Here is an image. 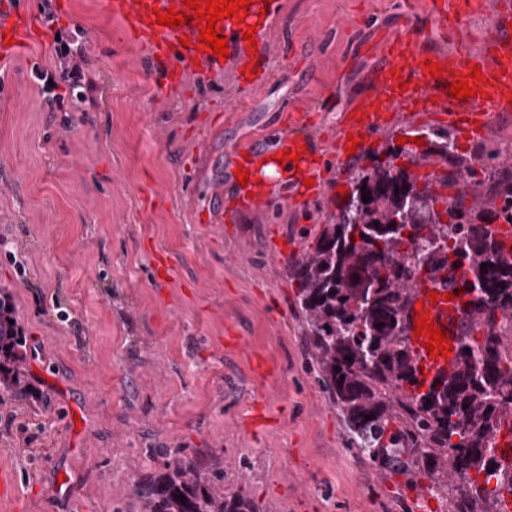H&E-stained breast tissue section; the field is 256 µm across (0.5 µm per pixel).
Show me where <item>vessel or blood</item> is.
Listing matches in <instances>:
<instances>
[{"mask_svg": "<svg viewBox=\"0 0 512 512\" xmlns=\"http://www.w3.org/2000/svg\"><path fill=\"white\" fill-rule=\"evenodd\" d=\"M107 12L124 22L135 42L145 48L151 58L165 67L164 89L176 87L196 65L214 71L231 67L237 82H249L250 86L264 85L270 72L266 67L269 37L278 23L283 0H254L244 20L223 19L218 26L220 37L228 41L227 58L204 51L198 36L200 28L195 21L171 28L158 24L160 11L184 10L183 0H104ZM489 15L491 33L479 48L459 44L450 50L430 48L422 34L406 29L383 32L376 40L366 44L365 50L382 58L380 66L372 71L363 92L344 108L336 129L332 149L337 159H345L351 144L349 135L360 138L357 153H365L371 146L374 130L386 122H393L415 112H442L448 125L469 135H477L487 129L495 114L512 113V0H444L434 6L432 17L440 28L449 33L460 30L471 15ZM35 25L28 12L9 9L0 19V57L19 54L30 43V33ZM255 26V45H248L243 36L248 26ZM444 66L442 79H435L425 68V60ZM479 67L486 85L484 95L464 100L451 97L449 88L454 75L468 74L471 67ZM254 70V77H246V70ZM401 74V81H394V74ZM288 148L298 153L299 171L292 174L290 182L296 195L311 199L318 195L319 186H308V179L319 176L318 164L313 152L303 151L308 138L301 132L289 134ZM438 282L421 279L411 291L412 300L418 306L408 309V319L427 314L436 328L442 329L450 339H457L461 325L469 319L468 298L456 295L445 301L431 300L430 294L438 290ZM413 354L422 371L421 378L430 380L450 368L453 358L429 356L419 337H410Z\"/></svg>", "mask_w": 512, "mask_h": 512, "instance_id": "obj_1", "label": "vessel or blood"}]
</instances>
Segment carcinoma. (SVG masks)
<instances>
[{
	"label": "carcinoma",
	"instance_id": "cac0c4a2",
	"mask_svg": "<svg viewBox=\"0 0 512 512\" xmlns=\"http://www.w3.org/2000/svg\"><path fill=\"white\" fill-rule=\"evenodd\" d=\"M423 138L422 150L392 147L356 168L346 203L315 236L305 233L312 241L288 268L320 381L358 449L381 467L407 458L414 474L448 492L452 512H477L512 494V461L495 446L500 433H512V261L492 229L499 219L512 224V182H497L495 196L473 202L466 186L482 185L480 172L495 173L476 169V158L459 152L447 131ZM401 158L448 168L440 182L459 192L437 196ZM462 267L472 322L452 370L426 386L405 337L410 286L428 276L453 287ZM28 352L12 296L0 290V385L19 396L29 393L21 371ZM395 420L401 429L390 434ZM133 495L141 512H259L186 456L137 479Z\"/></svg>",
	"mask_w": 512,
	"mask_h": 512
}]
</instances>
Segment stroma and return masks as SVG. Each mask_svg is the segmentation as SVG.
<instances>
[{"instance_id":"35a3bbf8","label":"stroma","mask_w":512,"mask_h":512,"mask_svg":"<svg viewBox=\"0 0 512 512\" xmlns=\"http://www.w3.org/2000/svg\"><path fill=\"white\" fill-rule=\"evenodd\" d=\"M431 0H286L267 61L271 79L242 89L231 71L199 69L160 91L162 75L100 0H0L28 8L39 31L0 59V289L31 348L20 397L0 387V512H140L141 474L172 456L201 460L221 489L260 512H449L446 493L355 447L324 392L297 304L298 284L271 255L304 251V226L329 223L366 156L332 162L321 197L208 217L236 194L231 148L287 131L307 115L312 149L331 155L339 113L374 65L358 45L412 24L450 45ZM79 29L97 105L42 93L56 66L54 28ZM463 150L512 149L499 117ZM169 273H155V253Z\"/></svg>"}]
</instances>
